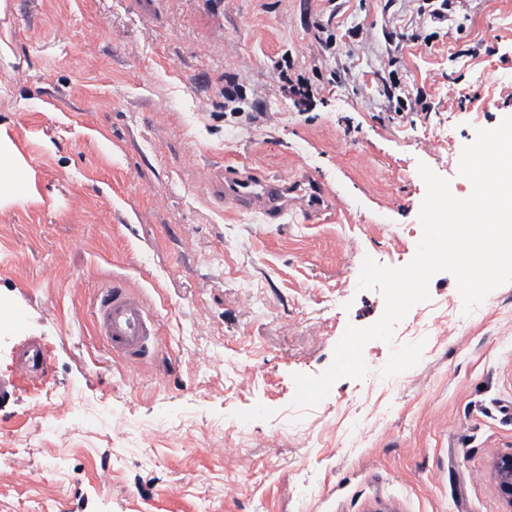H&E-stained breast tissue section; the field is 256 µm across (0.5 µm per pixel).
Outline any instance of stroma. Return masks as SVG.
<instances>
[{"label": "stroma", "mask_w": 512, "mask_h": 512, "mask_svg": "<svg viewBox=\"0 0 512 512\" xmlns=\"http://www.w3.org/2000/svg\"><path fill=\"white\" fill-rule=\"evenodd\" d=\"M421 3L0 0V132L29 185L0 200V308L26 317L0 332V512H512L495 477L512 283L466 315L436 274L392 342L367 344L365 379L292 405L293 374L383 313L357 288L361 255L414 256L419 164L468 197L460 148L512 116V0H453L443 22ZM281 63L319 69L312 99L281 89ZM394 83L424 98L401 120ZM436 130L453 148H430ZM219 168L314 177L328 206L266 222L225 201ZM116 276L156 316L153 367L97 334ZM30 339L38 377L15 370ZM420 339V363L382 378L391 345Z\"/></svg>", "instance_id": "stroma-1"}]
</instances>
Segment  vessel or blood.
<instances>
[{
	"instance_id": "b4317fda",
	"label": "vessel or blood",
	"mask_w": 512,
	"mask_h": 512,
	"mask_svg": "<svg viewBox=\"0 0 512 512\" xmlns=\"http://www.w3.org/2000/svg\"><path fill=\"white\" fill-rule=\"evenodd\" d=\"M225 194L240 207H263L275 220L282 215L281 202L287 196L295 197L305 211L319 212L323 188L313 179L296 184L237 177L226 183ZM93 316L98 334L113 357L139 368L154 362L159 348L156 322L141 290L128 279H113L97 292ZM47 365V354L39 343L31 341L19 349L16 368L20 373L35 377Z\"/></svg>"
}]
</instances>
